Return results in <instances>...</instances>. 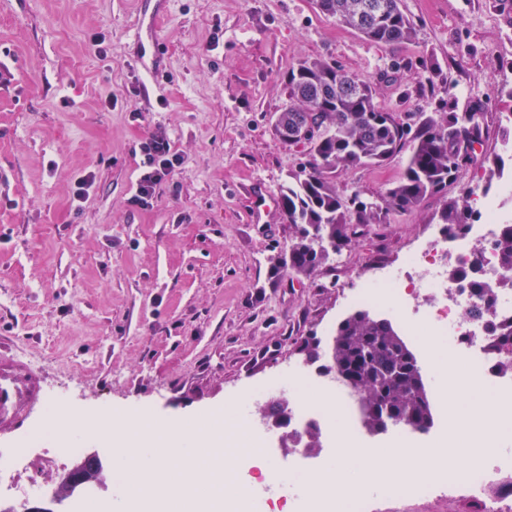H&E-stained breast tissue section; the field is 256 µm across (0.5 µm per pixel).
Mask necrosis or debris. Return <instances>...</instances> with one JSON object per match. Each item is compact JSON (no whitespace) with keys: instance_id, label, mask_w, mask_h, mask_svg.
I'll return each instance as SVG.
<instances>
[{"instance_id":"1","label":"necrosis or debris","mask_w":512,"mask_h":512,"mask_svg":"<svg viewBox=\"0 0 512 512\" xmlns=\"http://www.w3.org/2000/svg\"><path fill=\"white\" fill-rule=\"evenodd\" d=\"M472 200L483 211V223L460 234L429 233L398 260L379 265L369 283L347 293L345 300L392 312L410 333L442 337L480 383L498 393L501 418L511 423L512 375L499 371L487 345L491 325L512 322V272L501 268L497 250L502 218L512 215V171L501 177L495 198L476 192ZM454 270L465 271V278H451ZM246 438L247 450L235 468L243 492L230 498V512H333L326 497L300 485V461L307 451L289 447L298 464L285 471L283 484L267 486L263 470L274 464V445L259 425L249 427ZM259 482L264 485L260 492L255 489ZM460 492L478 499L483 512H512V452L498 451L455 478L416 489L422 498Z\"/></svg>"}]
</instances>
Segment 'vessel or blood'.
<instances>
[{"instance_id":"1","label":"vessel or blood","mask_w":512,"mask_h":512,"mask_svg":"<svg viewBox=\"0 0 512 512\" xmlns=\"http://www.w3.org/2000/svg\"><path fill=\"white\" fill-rule=\"evenodd\" d=\"M43 402L41 372L0 349V430L20 429Z\"/></svg>"}]
</instances>
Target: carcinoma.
I'll use <instances>...</instances> for the list:
<instances>
[{"mask_svg":"<svg viewBox=\"0 0 512 512\" xmlns=\"http://www.w3.org/2000/svg\"><path fill=\"white\" fill-rule=\"evenodd\" d=\"M326 16L357 30L367 40L396 47L415 28L401 0H316ZM288 106L274 129L309 146V159L283 187L281 205L296 237L288 249V269L308 274L350 241L355 225L383 224L389 216L418 206L429 196L446 193L448 182L473 164L487 129L481 104L443 116L420 114L415 126L399 121L375 104L377 84L360 80L323 60H307L288 75ZM410 154L400 177L373 201L342 198L334 174L364 166H381L403 149ZM475 214L469 196L445 201L440 223L462 233ZM504 268L512 271V224L497 242ZM489 352L512 371V323L494 327ZM331 365L351 377L365 405L363 423L383 434L392 423L429 430L433 413L418 359L393 323L358 310L336 327Z\"/></svg>","mask_w":512,"mask_h":512,"instance_id":"cac0c4a2","label":"carcinoma"}]
</instances>
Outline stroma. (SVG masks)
<instances>
[{
  "label": "stroma",
  "mask_w": 512,
  "mask_h": 512,
  "mask_svg": "<svg viewBox=\"0 0 512 512\" xmlns=\"http://www.w3.org/2000/svg\"><path fill=\"white\" fill-rule=\"evenodd\" d=\"M414 37L397 47L364 39L313 0H0V343L43 375L46 405L0 433L25 458L16 478L52 483L75 465L51 463L20 440L40 431L48 405L107 416L147 412L178 420L242 400L255 384L306 365L302 340L330 361L339 289L395 258L437 223L432 196L388 223L360 226L312 273L271 275L295 229L276 201L254 217L255 196H279L306 146L272 129L288 104V73L321 58L377 82L376 103L402 121L441 101L484 107L488 137L447 197L478 186L512 141V0H401ZM147 19L167 68L152 77L131 33ZM111 109H104V101ZM165 131L180 167L148 206L132 204L142 143ZM408 155L336 175L343 197L375 199ZM95 177L74 203L82 172ZM429 390L425 442L450 439L445 379L419 338L406 335ZM105 461L92 485L107 512L122 496L106 436L64 425ZM402 512H477L466 497L398 493Z\"/></svg>",
  "instance_id": "1"
}]
</instances>
